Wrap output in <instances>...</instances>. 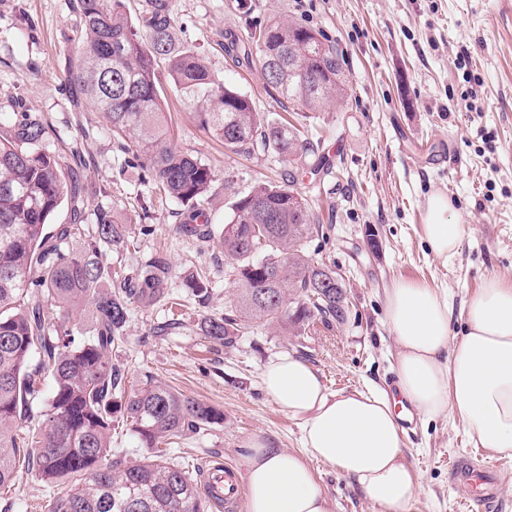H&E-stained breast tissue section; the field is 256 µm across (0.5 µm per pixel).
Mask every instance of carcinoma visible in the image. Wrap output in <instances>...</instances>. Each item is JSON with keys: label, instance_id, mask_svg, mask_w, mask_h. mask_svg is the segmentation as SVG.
<instances>
[{"label": "carcinoma", "instance_id": "obj_1", "mask_svg": "<svg viewBox=\"0 0 512 512\" xmlns=\"http://www.w3.org/2000/svg\"><path fill=\"white\" fill-rule=\"evenodd\" d=\"M235 3L250 18L243 55L278 96L307 112L345 99L347 83L324 34L275 16L259 19L254 0ZM80 10L86 37L66 66L69 94L102 112L126 165L146 171L160 195L192 208L180 231L213 238L200 203L216 176L173 144L164 84L201 106L200 126L229 153L261 148L291 164L317 153L299 126L256 111L177 40L167 0H148L136 18L123 0H80ZM160 60L167 61L165 76ZM48 135L34 112L0 113V489L27 468L51 487L68 484L51 512H209L218 497L201 493L161 445L224 423V413L147 374L129 391L125 370L112 362L131 308L167 299L174 268L161 253L132 270L103 261V249L124 244L122 227L101 207L89 232L80 190L67 184ZM294 182L290 173L283 184H257L236 199L223 224L219 246L235 273L237 298L204 316L201 330L226 349L250 329L286 335L316 320L328 327L347 320L336 271L302 248L320 225ZM65 202L71 222L49 229ZM183 287L208 303L207 278L189 274ZM49 305L63 313L62 322L48 319ZM120 420L144 453L110 461L112 424Z\"/></svg>", "mask_w": 512, "mask_h": 512}]
</instances>
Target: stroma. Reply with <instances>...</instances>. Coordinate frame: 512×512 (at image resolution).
<instances>
[{"mask_svg":"<svg viewBox=\"0 0 512 512\" xmlns=\"http://www.w3.org/2000/svg\"><path fill=\"white\" fill-rule=\"evenodd\" d=\"M234 0H168L182 41L203 56L215 78L246 94L256 111L291 112L276 101L259 68L238 65L227 36L245 37L247 21ZM257 16L276 15L322 31L336 49L349 87L345 100L304 122L330 164L312 175L316 157L290 168L262 152L237 156L205 132L195 106L169 96L174 143L232 178L240 193L257 177L294 173L297 191L327 231L305 250L340 275L350 312L345 324L313 323L283 336L257 329L231 349L203 336L205 313L223 311L236 294L232 269L216 241L179 234L188 206L159 200L124 155L100 112L74 106L64 67L84 34L78 0H0V112H36L49 125L50 148L67 181L78 184L86 210L106 207L122 226L124 248L106 262L136 267L165 250L177 274L171 286L182 325L158 336L162 306L132 311L115 357L129 380L143 374L224 413L222 425L186 434L170 446L190 472L215 464L238 469L254 437L303 453L299 422L264 392L260 374L272 357L292 352L318 369L330 391H394L397 344L386 319V291L413 280L444 292L452 328L461 331L464 303L491 275L512 279V0H255ZM466 67H458L459 57ZM88 137H81V130ZM83 139V160L71 144ZM444 193L462 226L457 253L443 260L423 241L430 195ZM203 270L211 299L201 306L183 288L184 273ZM421 490L404 512H484L467 506L448 474L453 457L473 458L495 474V512H512V453L476 450L453 415L415 417L403 433ZM335 512H383L331 466L310 459ZM60 490L20 472L0 493V512H49Z\"/></svg>","mask_w":512,"mask_h":512,"instance_id":"stroma-1","label":"stroma"}]
</instances>
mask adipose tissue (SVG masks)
Returning a JSON list of instances; mask_svg holds the SVG:
<instances>
[{"label": "adipose tissue", "instance_id": "1", "mask_svg": "<svg viewBox=\"0 0 512 512\" xmlns=\"http://www.w3.org/2000/svg\"><path fill=\"white\" fill-rule=\"evenodd\" d=\"M441 193L429 197L423 238L441 259L456 253L462 227ZM387 319L398 345L396 387L402 404L432 420L451 413L470 438L512 451V280L486 278L467 300L465 330L451 328L446 295L401 280L389 288ZM266 393L298 419L308 456L255 438L241 457L245 512H334L307 459L334 466L385 512H403L420 484L403 448L401 417L387 394L329 391L318 369L293 353L261 374Z\"/></svg>", "mask_w": 512, "mask_h": 512}]
</instances>
